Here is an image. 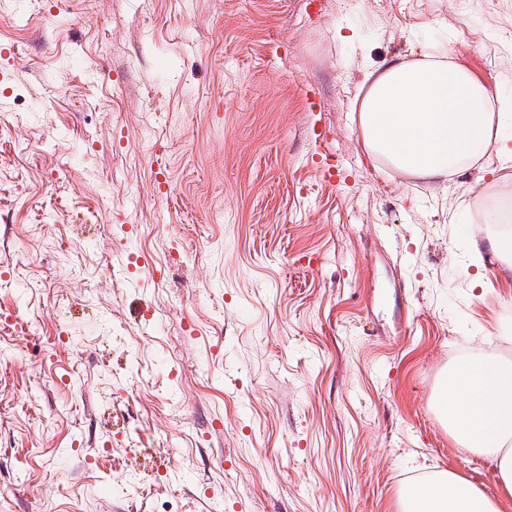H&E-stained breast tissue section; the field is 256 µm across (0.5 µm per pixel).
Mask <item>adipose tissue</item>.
I'll return each mask as SVG.
<instances>
[{
    "label": "adipose tissue",
    "mask_w": 512,
    "mask_h": 512,
    "mask_svg": "<svg viewBox=\"0 0 512 512\" xmlns=\"http://www.w3.org/2000/svg\"><path fill=\"white\" fill-rule=\"evenodd\" d=\"M362 140L395 170L448 178L497 142L500 113L487 86L452 62L426 57L395 64L359 105ZM453 434L485 457L496 496L465 478L436 473L402 492V512H503L512 502V360L490 353L457 365L439 399Z\"/></svg>",
    "instance_id": "adipose-tissue-1"
}]
</instances>
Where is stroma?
<instances>
[{
	"label": "stroma",
	"instance_id": "35a3bbf8",
	"mask_svg": "<svg viewBox=\"0 0 512 512\" xmlns=\"http://www.w3.org/2000/svg\"><path fill=\"white\" fill-rule=\"evenodd\" d=\"M0 512H401L449 471L436 397L512 358V158L364 147L426 56L512 147V0H0ZM319 106L309 110L307 94Z\"/></svg>",
	"mask_w": 512,
	"mask_h": 512
}]
</instances>
